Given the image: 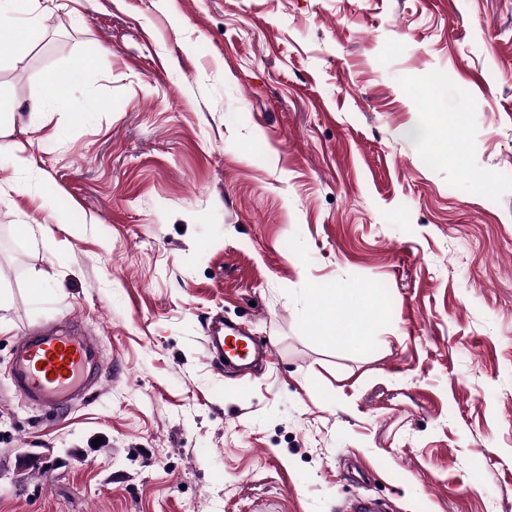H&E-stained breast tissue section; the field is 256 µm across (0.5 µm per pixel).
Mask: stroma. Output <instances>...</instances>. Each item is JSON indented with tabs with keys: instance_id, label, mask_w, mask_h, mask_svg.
Masks as SVG:
<instances>
[{
	"instance_id": "35a3bbf8",
	"label": "stroma",
	"mask_w": 512,
	"mask_h": 512,
	"mask_svg": "<svg viewBox=\"0 0 512 512\" xmlns=\"http://www.w3.org/2000/svg\"><path fill=\"white\" fill-rule=\"evenodd\" d=\"M40 25L0 43L31 160L0 155V512H512V0H41ZM316 288L380 302L367 346L308 327ZM66 317L105 374L48 413L10 353ZM216 317L270 343L258 374L210 365ZM71 83L61 74L47 76L40 95L32 98L28 103L31 117L44 112L51 103L63 102L67 98Z\"/></svg>"
}]
</instances>
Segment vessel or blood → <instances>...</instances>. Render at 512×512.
Segmentation results:
<instances>
[{
	"label": "vessel or blood",
	"mask_w": 512,
	"mask_h": 512,
	"mask_svg": "<svg viewBox=\"0 0 512 512\" xmlns=\"http://www.w3.org/2000/svg\"><path fill=\"white\" fill-rule=\"evenodd\" d=\"M268 345L257 344L243 328L216 323L206 337L207 357L216 369L235 365L248 374L266 358ZM103 374L98 337L70 326L25 330L11 351V386L27 403L49 412L66 410L91 396Z\"/></svg>",
	"instance_id": "b4317fda"
}]
</instances>
